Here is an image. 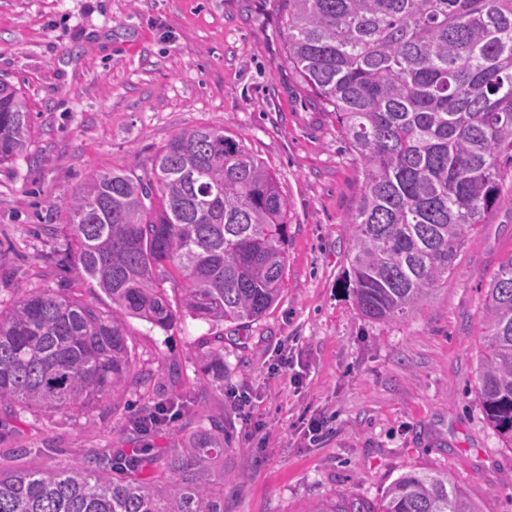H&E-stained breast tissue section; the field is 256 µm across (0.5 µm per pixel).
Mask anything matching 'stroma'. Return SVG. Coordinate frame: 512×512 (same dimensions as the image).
<instances>
[{
	"instance_id": "obj_1",
	"label": "stroma",
	"mask_w": 512,
	"mask_h": 512,
	"mask_svg": "<svg viewBox=\"0 0 512 512\" xmlns=\"http://www.w3.org/2000/svg\"><path fill=\"white\" fill-rule=\"evenodd\" d=\"M287 46L280 0H0V78L25 95L33 134L29 158L0 166V301L62 285L107 308L69 267L62 198L92 172L151 176L155 154L189 128L243 141L275 175L289 231L278 303L224 326L223 387L201 388L208 324L130 318L147 381L78 416L18 411L0 454L38 468L127 448L143 404L171 398L181 415L150 442L223 422L224 512L376 500L407 471L449 473L482 512H512V448L489 426L478 383L488 282L512 256V167L447 283L405 320L367 319L344 276L364 168ZM314 419L324 426L312 441Z\"/></svg>"
}]
</instances>
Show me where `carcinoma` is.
I'll return each instance as SVG.
<instances>
[{
	"label": "carcinoma",
	"mask_w": 512,
	"mask_h": 512,
	"mask_svg": "<svg viewBox=\"0 0 512 512\" xmlns=\"http://www.w3.org/2000/svg\"><path fill=\"white\" fill-rule=\"evenodd\" d=\"M286 26L288 63L364 165L345 287L365 317L403 319L448 281L498 201L501 164L512 165V0H288ZM31 138L28 103L8 81L0 165L28 157ZM64 202L74 270L110 310L65 287L0 306V412L75 415L123 396L140 378L129 317L218 330L197 357L204 384L224 387L219 328L259 319L283 290L288 215L270 171L241 140L196 127L160 148L152 177L94 172ZM487 302L479 390L512 446V257ZM173 409L148 404L138 422L158 427ZM0 512H224V425L166 451L145 443L52 469L0 466ZM321 512L480 509L449 474L410 471L376 502L339 494Z\"/></svg>",
	"instance_id": "carcinoma-1"
}]
</instances>
